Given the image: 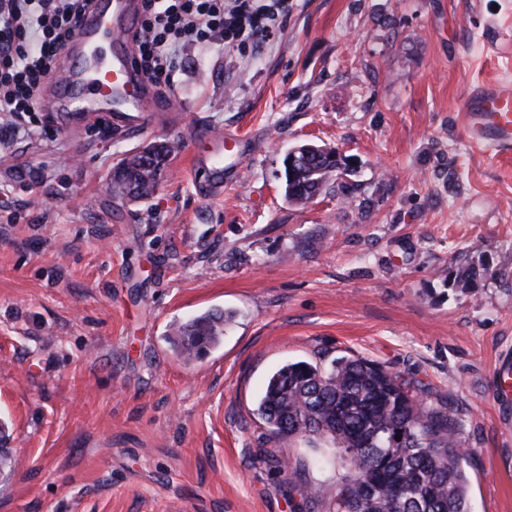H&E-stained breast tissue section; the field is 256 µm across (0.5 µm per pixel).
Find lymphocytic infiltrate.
<instances>
[{"mask_svg":"<svg viewBox=\"0 0 512 512\" xmlns=\"http://www.w3.org/2000/svg\"><path fill=\"white\" fill-rule=\"evenodd\" d=\"M95 0H0V118L39 112V92L59 51ZM283 0H142L132 35L135 60L152 83L173 87L182 52L194 44L262 48L281 26Z\"/></svg>","mask_w":512,"mask_h":512,"instance_id":"1","label":"lymphocytic infiltrate"}]
</instances>
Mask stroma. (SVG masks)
<instances>
[{
	"instance_id": "35a3bbf8",
	"label": "stroma",
	"mask_w": 512,
	"mask_h": 512,
	"mask_svg": "<svg viewBox=\"0 0 512 512\" xmlns=\"http://www.w3.org/2000/svg\"><path fill=\"white\" fill-rule=\"evenodd\" d=\"M287 2L262 49L185 50L177 124L28 112L0 144V512H327L334 448L278 444L256 404L283 364L340 356L452 407L470 512H512V157L461 115L512 81V0ZM217 134L249 146L206 197L190 164ZM153 143L174 147L156 193L115 197ZM306 143L339 166L297 205L283 159ZM210 310L235 313L221 343L176 358L173 325Z\"/></svg>"
}]
</instances>
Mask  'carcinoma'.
Returning a JSON list of instances; mask_svg holds the SVG:
<instances>
[{"label": "carcinoma", "instance_id": "carcinoma-1", "mask_svg": "<svg viewBox=\"0 0 512 512\" xmlns=\"http://www.w3.org/2000/svg\"><path fill=\"white\" fill-rule=\"evenodd\" d=\"M336 162L323 152L284 167L288 200L306 204ZM230 316L204 313L173 327L170 343L185 362L218 345ZM258 412L280 444L331 440L342 461L335 512H469L459 423L418 397L385 366L340 357L330 368L289 362L268 379ZM401 440H396V435Z\"/></svg>", "mask_w": 512, "mask_h": 512}]
</instances>
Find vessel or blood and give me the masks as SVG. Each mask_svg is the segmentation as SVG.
I'll use <instances>...</instances> for the list:
<instances>
[{
	"instance_id": "vessel-or-blood-1",
	"label": "vessel or blood",
	"mask_w": 512,
	"mask_h": 512,
	"mask_svg": "<svg viewBox=\"0 0 512 512\" xmlns=\"http://www.w3.org/2000/svg\"><path fill=\"white\" fill-rule=\"evenodd\" d=\"M139 6L140 0H96L74 39L61 50L62 76L53 83V99L70 129L102 113L117 134L159 118L158 94L134 62L131 40ZM463 110V129L471 142L496 156L512 153L511 82H492L468 92ZM194 170L220 180L223 143L214 142Z\"/></svg>"
}]
</instances>
